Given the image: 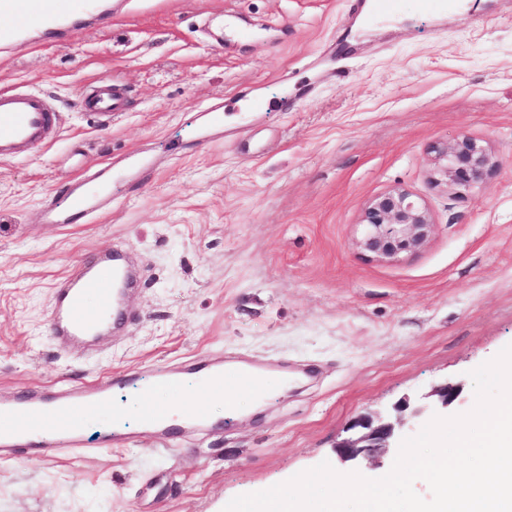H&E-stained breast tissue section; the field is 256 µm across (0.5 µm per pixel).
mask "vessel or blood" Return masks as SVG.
<instances>
[{
    "label": "vessel or blood",
    "instance_id": "1",
    "mask_svg": "<svg viewBox=\"0 0 512 512\" xmlns=\"http://www.w3.org/2000/svg\"><path fill=\"white\" fill-rule=\"evenodd\" d=\"M0 14L10 19L9 25L0 27V45L5 47L19 41L33 25L40 27L44 39L56 40L63 37L68 21L91 18L101 23L106 19L99 0H0ZM82 104L101 125H109L113 116L125 109V88L101 80L84 90ZM55 124L56 114L45 96L27 90H0V159L48 142ZM119 180L116 174L97 181L77 179L64 192L65 206L47 208L46 222L94 221L110 203L112 186ZM131 281L129 263L108 253L73 268L56 283L52 296L50 331L58 343L65 348L91 346L104 334L120 329L130 319L125 298ZM190 375L202 403L243 390L261 393L266 386V378L258 370L220 360L198 367ZM184 377L182 371L170 368L157 370L147 380L128 371L113 374L103 384L0 397V459L25 452L48 455L60 448H81L84 433L92 425L100 428L102 446L124 445L128 439L124 410L112 400L117 387L137 391L143 425L154 432L158 445L169 446L177 426H197L207 418L202 403L185 408L175 420L168 405L154 400L158 389L182 393Z\"/></svg>",
    "mask_w": 512,
    "mask_h": 512
}]
</instances>
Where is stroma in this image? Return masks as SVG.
I'll return each mask as SVG.
<instances>
[{"label":"stroma","mask_w":512,"mask_h":512,"mask_svg":"<svg viewBox=\"0 0 512 512\" xmlns=\"http://www.w3.org/2000/svg\"><path fill=\"white\" fill-rule=\"evenodd\" d=\"M112 21L0 51V88L47 95L50 144L0 159V396L222 357L272 379L258 409L154 446L131 389L113 391L130 441L0 460V512H223L321 462L352 421L444 381L474 403L471 370L512 344V0L443 16L399 0L366 29L347 0H102ZM236 17L244 39L204 21ZM110 78L127 110L99 127L84 86ZM298 104L283 111L280 100ZM267 102L262 112L249 99ZM235 98L207 147L205 108ZM469 136L495 162L465 194L429 182V147ZM152 169L112 190L91 224L40 210L83 170L131 154ZM401 186L434 228L394 262L357 247L367 202ZM131 251L141 270L126 333L63 349L50 333L61 276Z\"/></svg>","instance_id":"stroma-1"}]
</instances>
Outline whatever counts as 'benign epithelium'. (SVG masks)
I'll list each match as a JSON object with an SVG mask.
<instances>
[{
    "mask_svg": "<svg viewBox=\"0 0 512 512\" xmlns=\"http://www.w3.org/2000/svg\"><path fill=\"white\" fill-rule=\"evenodd\" d=\"M430 154L431 184L458 194L482 183L492 168L485 146L466 135L451 144L432 145ZM360 225L362 234L358 245L361 250L373 260L390 262L423 247L434 222L420 197L396 186L368 201ZM460 393V384L446 381L418 400L406 399L395 405L398 413L395 419L382 413L355 419L351 424L354 434L336 447L337 456L341 462L356 466L399 447L410 425L448 411Z\"/></svg>",
    "mask_w": 512,
    "mask_h": 512,
    "instance_id": "1",
    "label": "benign epithelium"
}]
</instances>
